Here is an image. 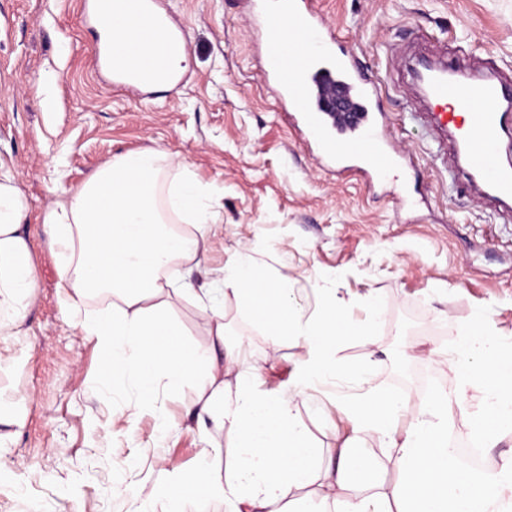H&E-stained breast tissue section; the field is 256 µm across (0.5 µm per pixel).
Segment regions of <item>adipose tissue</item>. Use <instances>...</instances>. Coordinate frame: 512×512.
<instances>
[{"label": "adipose tissue", "instance_id": "1", "mask_svg": "<svg viewBox=\"0 0 512 512\" xmlns=\"http://www.w3.org/2000/svg\"><path fill=\"white\" fill-rule=\"evenodd\" d=\"M159 154L129 153L98 169L82 190L55 203L47 222L60 250V286L71 300L105 291L125 305L120 316L79 319L84 336L96 339L108 357L101 383L125 394H139L146 376L178 382L200 369V398L192 405L198 419L220 417L236 425L239 440L225 464L224 478L202 476L211 494L223 497L225 512H300L290 499L294 488L320 483L331 512H512V456L498 467L463 465L449 434L456 423L469 428L468 444L497 447L512 431V340L485 326H466L448 356L456 374L454 388L439 384L426 396L404 399L375 384L377 367L369 359L351 368L338 355L337 325L346 314L332 297L302 318L287 289L249 275L245 264L224 270L220 293H233L266 319L271 342L287 336L304 352L305 366L287 393L262 395L251 382L225 391L212 370L216 347L224 360H239L240 342L226 341L224 305L210 300L203 314L213 347L191 352L181 326L162 299L161 273L171 263L196 256L219 217L206 203L204 188L191 175L162 187ZM167 201H160V189ZM192 224L194 233L170 230L172 215ZM25 206L11 178L0 179V334L22 324L37 285L30 248L22 234ZM356 379L366 394L338 401L351 424L333 458L314 448L296 400L327 381ZM406 428H399L400 419ZM374 441L399 470L392 484L361 485L372 470L360 446Z\"/></svg>", "mask_w": 512, "mask_h": 512}]
</instances>
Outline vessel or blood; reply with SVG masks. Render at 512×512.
I'll return each mask as SVG.
<instances>
[{"label":"vessel or blood","instance_id":"obj_1","mask_svg":"<svg viewBox=\"0 0 512 512\" xmlns=\"http://www.w3.org/2000/svg\"><path fill=\"white\" fill-rule=\"evenodd\" d=\"M250 13L265 34L266 76L275 81L290 106L289 118L323 167L334 171L356 164L377 174L398 168L400 154L386 133V114L380 108L381 88L364 77L349 55L335 54L334 41L309 0H250ZM121 14L144 15L146 26L125 40H107L94 49L98 62L109 68L116 84L142 85L160 78L176 81L174 57L181 44L158 0H114ZM152 47L150 62L132 53L133 45ZM418 94L429 104L419 113L440 146L454 144L464 154L471 187L491 199H512V162L501 153L512 112L502 104L512 97V80L470 77L460 73L454 59L415 60ZM343 91L349 107L326 111L322 102Z\"/></svg>","mask_w":512,"mask_h":512}]
</instances>
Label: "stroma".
I'll return each instance as SVG.
<instances>
[{"mask_svg": "<svg viewBox=\"0 0 512 512\" xmlns=\"http://www.w3.org/2000/svg\"><path fill=\"white\" fill-rule=\"evenodd\" d=\"M312 3L358 69L381 83L405 158L398 180L338 175L313 160L262 78L263 34L245 0H163L190 65L180 84L135 93L95 66L100 35L81 0H0V171L14 176L24 200L37 274L25 321L0 335V512H195L201 498L209 512H224L195 477L206 457L223 471L237 430L187 412L198 396L189 374L173 385L147 380L139 399L103 388L106 354L72 321L109 318L122 302L74 303L58 287L46 215L116 156L162 153L168 182L190 170L223 221L165 282L199 286L244 259L256 275L287 278L292 300L310 313L318 286L330 281L370 340L341 337L340 355L352 368L373 355L379 385L410 367L453 381L444 354L475 321L512 333V213L457 191L410 116L399 62L421 42L475 74L511 71L512 0ZM200 306L191 295L171 298L193 349L212 343ZM224 327L227 339H241V359L229 370L216 360L217 379L231 391L246 379L262 393L287 391L300 349L272 346L230 293ZM365 390L328 382L299 398L297 414L322 452L350 432L337 399Z\"/></svg>", "mask_w": 512, "mask_h": 512, "instance_id": "35a3bbf8", "label": "stroma"}]
</instances>
